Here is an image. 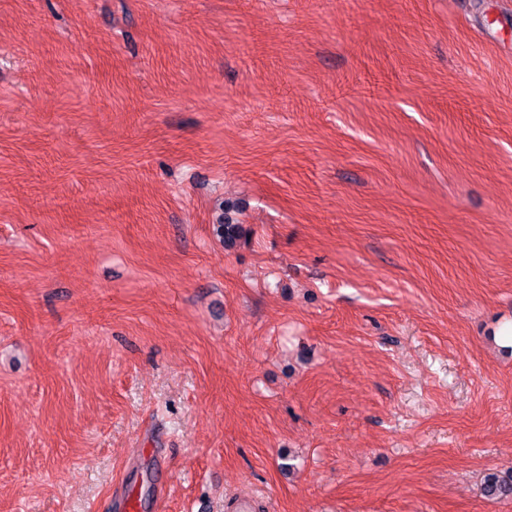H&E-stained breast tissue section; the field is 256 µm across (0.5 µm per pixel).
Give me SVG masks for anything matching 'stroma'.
<instances>
[{
	"instance_id": "stroma-1",
	"label": "stroma",
	"mask_w": 512,
	"mask_h": 512,
	"mask_svg": "<svg viewBox=\"0 0 512 512\" xmlns=\"http://www.w3.org/2000/svg\"><path fill=\"white\" fill-rule=\"evenodd\" d=\"M509 327L512 0H0V512H512ZM482 493L489 499L512 498V472L505 476L490 474L484 480Z\"/></svg>"
}]
</instances>
